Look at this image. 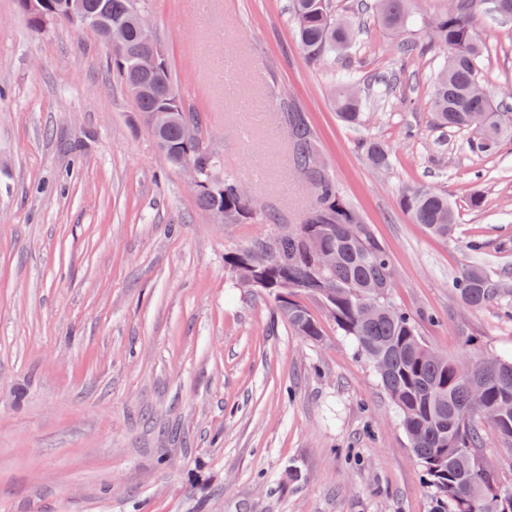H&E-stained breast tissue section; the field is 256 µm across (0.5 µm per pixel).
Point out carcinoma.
<instances>
[{
  "mask_svg": "<svg viewBox=\"0 0 512 512\" xmlns=\"http://www.w3.org/2000/svg\"><path fill=\"white\" fill-rule=\"evenodd\" d=\"M144 0H83L90 12H103L126 27L124 45L112 49V68L123 83L132 79L139 48L133 3ZM19 0L20 10L41 30L56 22H69L67 0H43L31 13ZM387 28L402 33L415 17L430 31L426 45L401 43V53L437 55L439 64L431 77L430 100L434 119L442 129L465 130L473 135L472 148L493 154L501 141L512 136V107L498 106L480 81L488 51L477 32L482 0H442L431 13L414 15L416 0H369ZM289 21L304 57L312 64L329 58L343 60L336 80L334 104L347 125L356 128L365 120L373 97L394 98L401 74L358 88L353 66L361 18L336 15L333 0H291ZM145 87L135 99L138 119L160 112H182L198 122L199 145L185 146L177 122L157 125L156 143L175 167L181 161L201 166L203 186L198 205L213 214L224 212L226 224L262 221L276 227L252 249L267 256L274 281L268 289L288 328L312 343L322 341V322L309 310L315 300L336 331L356 345L359 355L375 369L381 387L395 406L410 448L433 489L432 512H512V492L500 488L496 468L484 463L485 432L509 446L512 464V360L494 356L448 357L421 338L416 319L394 300L393 263L355 206L342 194L336 177L322 160L319 137L307 113L290 105L283 112L288 128L291 171L309 188L306 211L296 221L283 222L256 207L250 191L238 190L239 180L219 175L220 161L204 137L203 115L186 102L169 66L155 74H141ZM358 146L376 169L390 166L389 149L362 138ZM399 208L413 224L432 235L448 238L457 215L448 196L424 185L407 186L399 194ZM250 249V250H252ZM244 249L224 255V265L249 288L251 270ZM458 300L481 309L505 294L499 277L484 267L471 265L452 282Z\"/></svg>",
  "mask_w": 512,
  "mask_h": 512,
  "instance_id": "carcinoma-1",
  "label": "carcinoma"
}]
</instances>
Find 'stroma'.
<instances>
[{"instance_id":"stroma-1","label":"stroma","mask_w":512,"mask_h":512,"mask_svg":"<svg viewBox=\"0 0 512 512\" xmlns=\"http://www.w3.org/2000/svg\"><path fill=\"white\" fill-rule=\"evenodd\" d=\"M146 3L224 173L281 213L306 210L288 168L293 103L390 251L393 296L423 340L451 357H512V319L451 289L477 264L512 283V140L485 155L434 126L432 56L405 59L368 17L360 75L399 71L404 85L353 129L332 104L336 64L304 58L289 0ZM478 34L485 84L512 92V23L486 15ZM110 56L91 28L37 30L0 0V512H431L368 362L333 325L317 344L295 335L263 291L237 284L225 253L272 226L198 207ZM364 137L389 148L387 170L367 164ZM417 184L448 194L453 236L401 212Z\"/></svg>"}]
</instances>
